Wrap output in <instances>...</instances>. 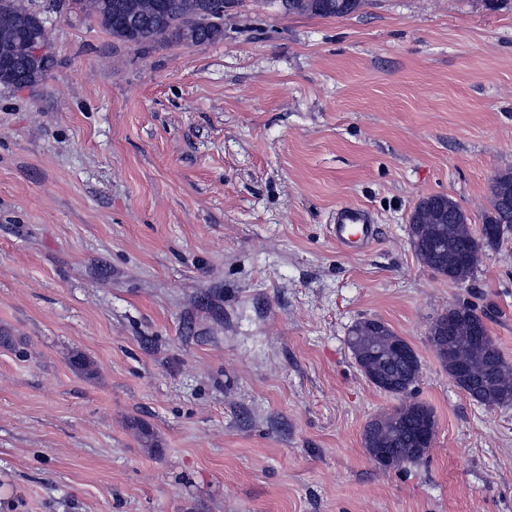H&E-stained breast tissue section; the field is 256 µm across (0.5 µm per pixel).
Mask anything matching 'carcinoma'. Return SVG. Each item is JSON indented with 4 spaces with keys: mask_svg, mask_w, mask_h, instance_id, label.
<instances>
[{
    "mask_svg": "<svg viewBox=\"0 0 512 512\" xmlns=\"http://www.w3.org/2000/svg\"><path fill=\"white\" fill-rule=\"evenodd\" d=\"M73 8L96 18L112 35L127 44L174 42L200 45L223 38L224 16L238 0H71ZM290 14L339 18L354 13L348 0H280ZM138 25L130 27L127 19ZM44 21L25 5V0H0V84L18 86L20 60L24 51L42 38ZM53 57L30 65L26 84L45 78ZM492 185L500 201L491 202L481 228V236L469 230V218L458 203L443 194L430 195L420 204L440 209L445 224H413L411 246L427 267L456 284L470 281L481 261L482 251L499 245L505 232L512 231V171L496 174ZM488 333L483 316L468 302L448 308L431 325L429 335L435 352L454 384L476 402L486 406L512 405V363L499 347L482 342ZM397 343H405L380 320H360L347 336V345L362 373L380 390L395 396L408 395L419 377L421 363L411 347L408 357L392 353ZM394 412L372 419L364 431L367 448H384L393 453L389 468L424 457L419 451V434L433 417L425 405L406 401Z\"/></svg>",
    "mask_w": 512,
    "mask_h": 512,
    "instance_id": "obj_1",
    "label": "carcinoma"
}]
</instances>
